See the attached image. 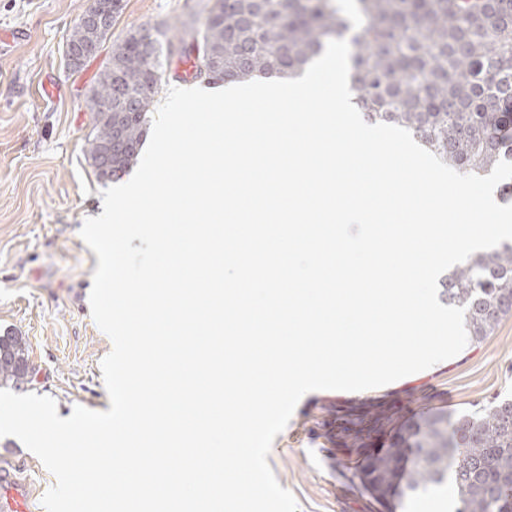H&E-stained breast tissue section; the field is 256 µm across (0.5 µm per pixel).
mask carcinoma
Wrapping results in <instances>:
<instances>
[{
  "mask_svg": "<svg viewBox=\"0 0 512 512\" xmlns=\"http://www.w3.org/2000/svg\"><path fill=\"white\" fill-rule=\"evenodd\" d=\"M363 20L347 37L351 13L343 0H213L202 29L173 39L152 33L143 43L129 32L87 96L94 134L85 153L104 179V151L119 139L112 168L126 171L147 135L154 94L169 79L152 53L186 58L193 78L213 82L299 74L328 41L349 38V88L371 123L408 129L414 140L465 173L484 176L512 160V0H355ZM441 300L465 309L475 342L512 313V244L471 256L448 271ZM0 385L32 381L26 343L0 336ZM412 456L408 470L399 461ZM452 480L457 512H512L503 486L512 484V401L479 414H429L392 434L369 465L372 493L400 497Z\"/></svg>",
  "mask_w": 512,
  "mask_h": 512,
  "instance_id": "obj_1",
  "label": "carcinoma"
}]
</instances>
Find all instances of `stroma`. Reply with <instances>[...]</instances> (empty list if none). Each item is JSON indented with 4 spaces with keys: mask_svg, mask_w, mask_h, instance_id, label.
<instances>
[{
    "mask_svg": "<svg viewBox=\"0 0 512 512\" xmlns=\"http://www.w3.org/2000/svg\"><path fill=\"white\" fill-rule=\"evenodd\" d=\"M89 4L0 0V336L26 339L36 374L22 390L51 397L62 416L79 405L110 408L100 364L112 342L89 303L98 258L80 236L107 188L86 159L94 127L87 93L129 30L200 26L211 0H124L99 53L74 70L65 45ZM49 80L59 86L52 99L41 95ZM503 399L512 400V314L482 342L429 369L379 388L309 396L267 461L299 512H456L447 482L400 506L379 502L355 475L360 451L347 445V422L380 409L411 420L426 410L474 413ZM2 459L29 490L27 512H44L41 496L55 476L14 437H0Z\"/></svg>",
    "mask_w": 512,
    "mask_h": 512,
    "instance_id": "obj_1",
    "label": "stroma"
}]
</instances>
